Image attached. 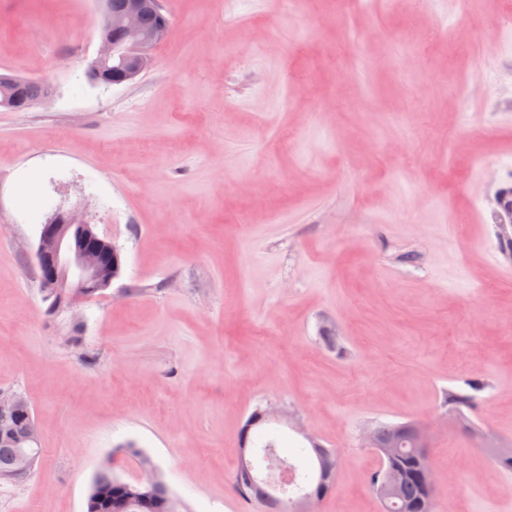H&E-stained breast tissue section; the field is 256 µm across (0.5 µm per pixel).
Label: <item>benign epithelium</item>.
Instances as JSON below:
<instances>
[{"label": "benign epithelium", "mask_w": 512, "mask_h": 512, "mask_svg": "<svg viewBox=\"0 0 512 512\" xmlns=\"http://www.w3.org/2000/svg\"><path fill=\"white\" fill-rule=\"evenodd\" d=\"M102 7L99 45L88 73L105 85L133 81L154 64L155 48L162 41L165 27L152 31L142 28L143 16L155 11L160 0H98ZM499 236H512V194L500 192L495 199ZM40 271V287L68 297V302L86 296L89 289H108L118 278L120 249L100 238L75 210L57 208L42 225L34 253ZM23 406L16 394H0V436L9 432ZM411 439L421 459L420 477L428 502L437 499L434 474L429 463L428 426L408 422L394 426L383 441L374 429L365 432L367 444L376 449L381 462L392 459L400 445ZM400 474L393 473L377 489L383 512L399 502Z\"/></svg>", "instance_id": "benign-epithelium-1"}]
</instances>
